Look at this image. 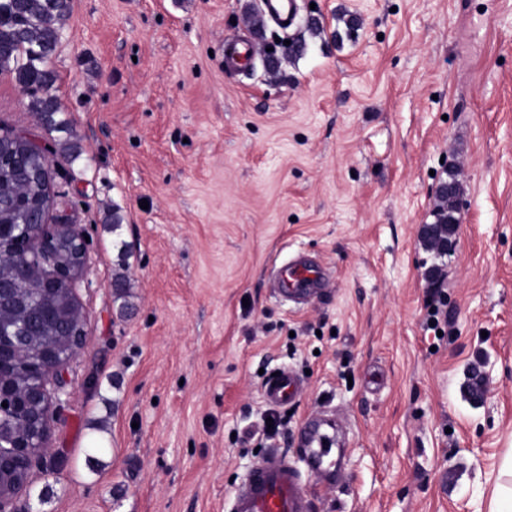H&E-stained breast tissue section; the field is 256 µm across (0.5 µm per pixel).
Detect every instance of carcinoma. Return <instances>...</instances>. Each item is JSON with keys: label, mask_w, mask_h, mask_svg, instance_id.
I'll return each instance as SVG.
<instances>
[{"label": "carcinoma", "mask_w": 512, "mask_h": 512, "mask_svg": "<svg viewBox=\"0 0 512 512\" xmlns=\"http://www.w3.org/2000/svg\"><path fill=\"white\" fill-rule=\"evenodd\" d=\"M71 3L72 0H0V71L12 73L15 81L28 92L29 110L41 114L52 129L62 126V122L55 120L61 106L54 95L45 94L43 90L51 89L55 81L51 59L61 39L64 21L71 13ZM0 153L13 160V164L0 167L4 182L21 183L20 190L4 211L3 223L18 227L29 224L43 195L44 161L34 153H15L6 136L0 143ZM454 196L455 188L445 191L446 206L434 213L436 222L431 239L437 247L448 246V235L458 223L454 216ZM40 312L41 305L33 306L29 321L42 333L59 336L69 330L66 320L45 323Z\"/></svg>", "instance_id": "carcinoma-1"}]
</instances>
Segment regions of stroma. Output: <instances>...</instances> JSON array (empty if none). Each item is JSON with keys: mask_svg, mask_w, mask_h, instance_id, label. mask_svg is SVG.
<instances>
[{"mask_svg": "<svg viewBox=\"0 0 512 512\" xmlns=\"http://www.w3.org/2000/svg\"><path fill=\"white\" fill-rule=\"evenodd\" d=\"M296 5L307 48L270 78L224 64L228 40L277 31L246 23L263 0H72L52 92L82 155L52 154L51 214L89 238L87 337L16 512H225L272 412L292 460L306 419L342 423L312 512H489L512 455V0ZM0 130L67 132L7 72ZM297 255L327 297L273 294ZM281 367L303 389L275 409ZM449 187V191L448 187H446L443 195L445 203H447L446 207H440L434 213L436 222L431 232V239L433 241V245L437 247H448V235L452 233L455 224H458V218L454 216V213L456 212V206L453 201L456 190L452 185H449ZM443 225L446 226L445 230L441 228ZM277 373V376H273ZM268 376L262 387L263 399L272 405L293 403L299 389V379L290 369L279 368Z\"/></svg>", "mask_w": 512, "mask_h": 512, "instance_id": "35a3bbf8", "label": "stroma"}]
</instances>
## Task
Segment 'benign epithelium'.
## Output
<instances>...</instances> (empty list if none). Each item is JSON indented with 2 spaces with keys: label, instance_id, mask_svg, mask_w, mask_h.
I'll return each mask as SVG.
<instances>
[{
  "label": "benign epithelium",
  "instance_id": "obj_1",
  "mask_svg": "<svg viewBox=\"0 0 512 512\" xmlns=\"http://www.w3.org/2000/svg\"><path fill=\"white\" fill-rule=\"evenodd\" d=\"M53 197L50 178L38 220L16 234L10 256L0 258V512H13L11 505L25 485H6L4 478L23 467L31 469L50 450L51 423L62 406V371L86 339V313L76 284L91 259L78 225L48 223ZM62 239L73 245L68 264L58 259ZM43 301L49 316L62 315L74 328L67 341L36 334L27 326L29 310ZM21 357L32 365L31 380L20 390L13 367Z\"/></svg>",
  "mask_w": 512,
  "mask_h": 512
}]
</instances>
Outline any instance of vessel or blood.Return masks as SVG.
<instances>
[{
	"label": "vessel or blood",
	"mask_w": 512,
	"mask_h": 512,
	"mask_svg": "<svg viewBox=\"0 0 512 512\" xmlns=\"http://www.w3.org/2000/svg\"><path fill=\"white\" fill-rule=\"evenodd\" d=\"M273 288L279 296L303 302L325 296L331 283L311 260L298 257L280 267L274 274ZM299 389L297 375L278 369L268 376L263 387L264 400L272 405L293 403ZM336 439L319 419L308 421L302 428L299 445L313 472L335 468L332 449ZM228 512H310V500L301 470L285 455L272 450L237 486L228 503Z\"/></svg>",
	"instance_id": "vessel-or-blood-1"
}]
</instances>
